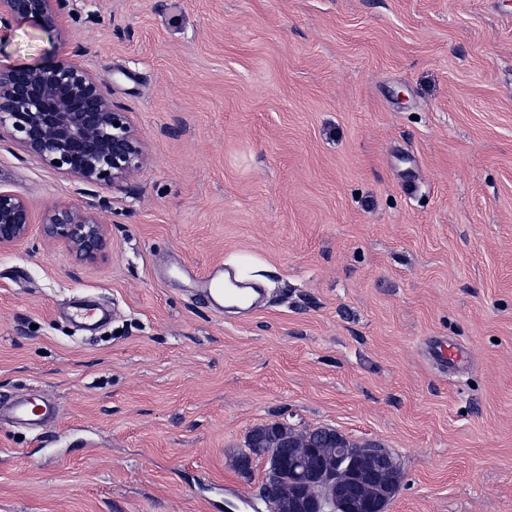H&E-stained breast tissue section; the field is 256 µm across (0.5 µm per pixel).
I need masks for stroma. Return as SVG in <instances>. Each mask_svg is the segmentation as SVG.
I'll return each instance as SVG.
<instances>
[{"mask_svg": "<svg viewBox=\"0 0 512 512\" xmlns=\"http://www.w3.org/2000/svg\"><path fill=\"white\" fill-rule=\"evenodd\" d=\"M78 48L147 162L117 187L0 134L28 239L0 250V512H236L250 431L389 449L387 512H512V0H75L0 64ZM107 203L104 258L38 222ZM230 265L261 307L196 300ZM110 319L81 329L77 305ZM16 420L39 428L53 414V407L42 398H24L11 405Z\"/></svg>", "mask_w": 512, "mask_h": 512, "instance_id": "35a3bbf8", "label": "stroma"}]
</instances>
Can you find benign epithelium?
<instances>
[{
	"mask_svg": "<svg viewBox=\"0 0 512 512\" xmlns=\"http://www.w3.org/2000/svg\"><path fill=\"white\" fill-rule=\"evenodd\" d=\"M72 0H0V38L12 23L58 28ZM78 50L33 67L0 66V132H7L48 167L87 185L117 186L147 155L129 111L112 102L109 77L89 68ZM112 223L103 208L53 205L42 231L79 261L104 256ZM32 226L27 201L0 190V249L23 242Z\"/></svg>",
	"mask_w": 512,
	"mask_h": 512,
	"instance_id": "obj_1",
	"label": "benign epithelium"
}]
</instances>
